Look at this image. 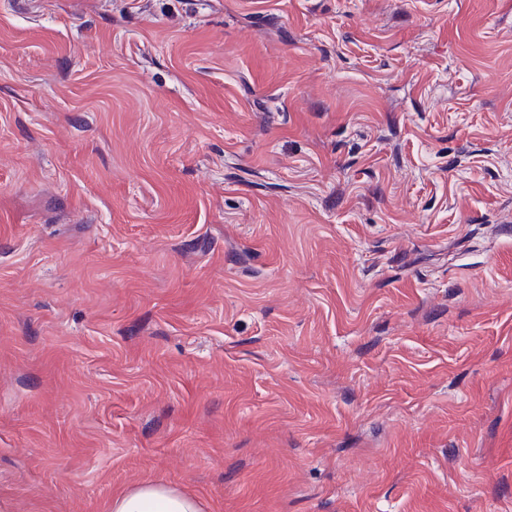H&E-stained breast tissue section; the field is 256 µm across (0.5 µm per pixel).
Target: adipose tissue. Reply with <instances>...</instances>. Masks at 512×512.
<instances>
[{
    "label": "adipose tissue",
    "mask_w": 512,
    "mask_h": 512,
    "mask_svg": "<svg viewBox=\"0 0 512 512\" xmlns=\"http://www.w3.org/2000/svg\"><path fill=\"white\" fill-rule=\"evenodd\" d=\"M108 512H203L195 497L166 484L146 481L115 493Z\"/></svg>",
    "instance_id": "obj_1"
}]
</instances>
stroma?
<instances>
[{
    "instance_id": "stroma-1",
    "label": "stroma",
    "mask_w": 512,
    "mask_h": 512,
    "mask_svg": "<svg viewBox=\"0 0 512 512\" xmlns=\"http://www.w3.org/2000/svg\"><path fill=\"white\" fill-rule=\"evenodd\" d=\"M512 512V0H0V512ZM107 512H204L199 500L166 484L146 481L115 493Z\"/></svg>"
}]
</instances>
